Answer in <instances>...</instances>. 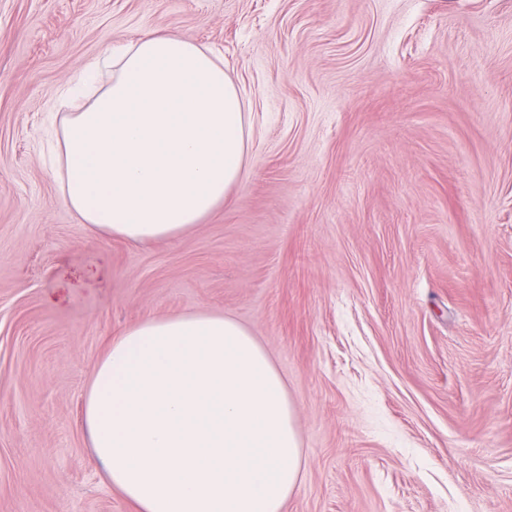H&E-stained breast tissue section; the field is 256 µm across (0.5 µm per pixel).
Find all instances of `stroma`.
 Listing matches in <instances>:
<instances>
[{"label":"stroma","mask_w":512,"mask_h":512,"mask_svg":"<svg viewBox=\"0 0 512 512\" xmlns=\"http://www.w3.org/2000/svg\"><path fill=\"white\" fill-rule=\"evenodd\" d=\"M151 32L214 50L252 139L141 245L67 207L48 125ZM198 310L286 382L282 512H512V0H0V512H135L79 399L112 336Z\"/></svg>","instance_id":"stroma-1"}]
</instances>
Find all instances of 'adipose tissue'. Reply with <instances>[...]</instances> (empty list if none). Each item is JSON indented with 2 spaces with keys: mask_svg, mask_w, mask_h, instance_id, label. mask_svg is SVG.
I'll list each match as a JSON object with an SVG mask.
<instances>
[{
  "mask_svg": "<svg viewBox=\"0 0 512 512\" xmlns=\"http://www.w3.org/2000/svg\"><path fill=\"white\" fill-rule=\"evenodd\" d=\"M57 141L65 204L94 232L175 238L241 180L250 128L211 52L149 34ZM97 465L137 512H282L301 474L277 368L235 319L196 311L112 337L80 400Z\"/></svg>",
  "mask_w": 512,
  "mask_h": 512,
  "instance_id": "obj_1",
  "label": "adipose tissue"
}]
</instances>
